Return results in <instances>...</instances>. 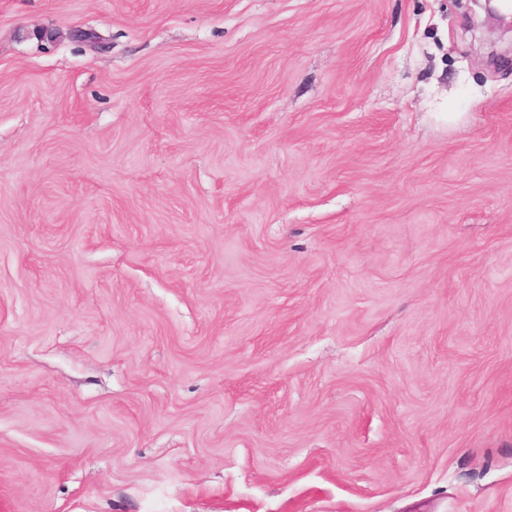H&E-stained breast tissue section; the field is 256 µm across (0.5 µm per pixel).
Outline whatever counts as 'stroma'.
Here are the masks:
<instances>
[{
    "label": "stroma",
    "mask_w": 512,
    "mask_h": 512,
    "mask_svg": "<svg viewBox=\"0 0 512 512\" xmlns=\"http://www.w3.org/2000/svg\"><path fill=\"white\" fill-rule=\"evenodd\" d=\"M511 47L0 0V512H512Z\"/></svg>",
    "instance_id": "obj_1"
}]
</instances>
